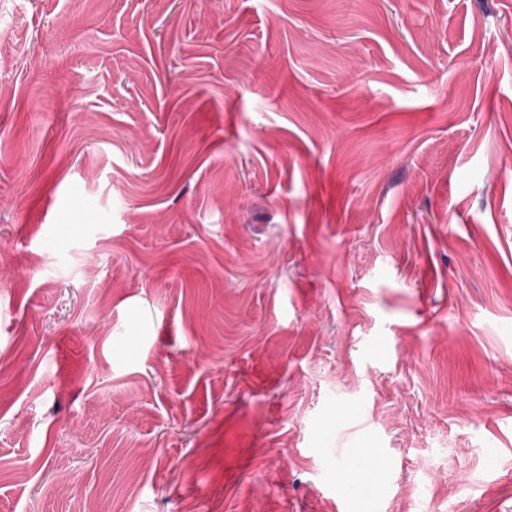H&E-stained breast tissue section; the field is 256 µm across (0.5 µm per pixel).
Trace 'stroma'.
I'll list each match as a JSON object with an SVG mask.
<instances>
[{
  "label": "stroma",
  "instance_id": "35a3bbf8",
  "mask_svg": "<svg viewBox=\"0 0 512 512\" xmlns=\"http://www.w3.org/2000/svg\"><path fill=\"white\" fill-rule=\"evenodd\" d=\"M0 512H512V0H0Z\"/></svg>",
  "mask_w": 512,
  "mask_h": 512
}]
</instances>
